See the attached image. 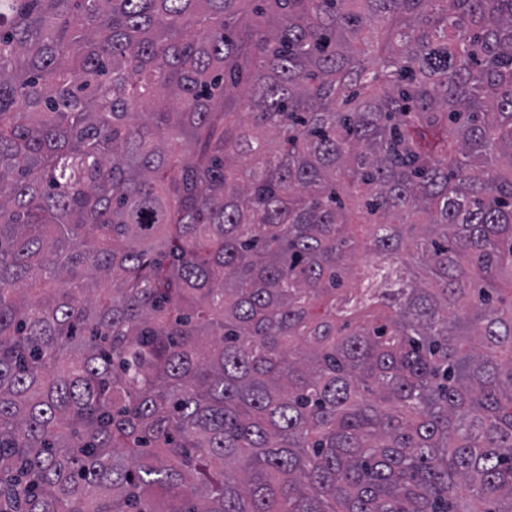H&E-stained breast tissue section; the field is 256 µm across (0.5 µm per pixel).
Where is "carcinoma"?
<instances>
[{
  "instance_id": "carcinoma-1",
  "label": "carcinoma",
  "mask_w": 512,
  "mask_h": 512,
  "mask_svg": "<svg viewBox=\"0 0 512 512\" xmlns=\"http://www.w3.org/2000/svg\"><path fill=\"white\" fill-rule=\"evenodd\" d=\"M502 280L512 0H0V512H512Z\"/></svg>"
}]
</instances>
